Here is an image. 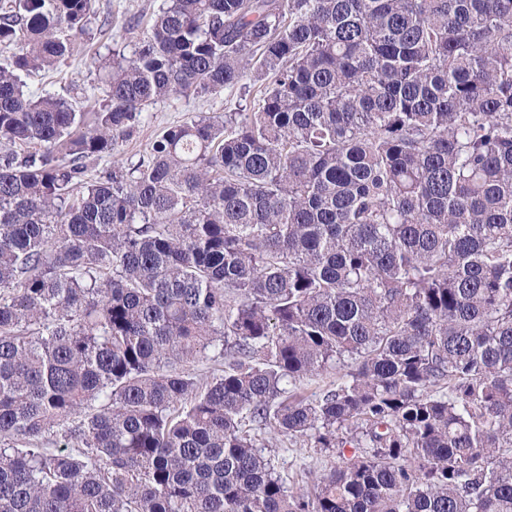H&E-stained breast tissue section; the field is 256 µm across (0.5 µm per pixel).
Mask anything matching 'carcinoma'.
Masks as SVG:
<instances>
[{"instance_id":"1","label":"carcinoma","mask_w":512,"mask_h":512,"mask_svg":"<svg viewBox=\"0 0 512 512\" xmlns=\"http://www.w3.org/2000/svg\"><path fill=\"white\" fill-rule=\"evenodd\" d=\"M94 4L0 0V512H512V0H164L89 121ZM65 69V79L60 84L58 79L43 78L42 76L31 78L28 80L30 90L35 93H66V90L70 91L71 88L83 89V93L86 97H92L95 94V100L98 104L103 98V94L100 89L102 83L100 77L103 71L99 72L94 68H89L85 65V58L77 56L75 59L68 61V65ZM237 91L224 90L220 95L198 94L190 97L171 96L157 101L142 122L123 143L119 158L137 162L155 137L169 126L181 124L192 116L207 115L224 118V112H237L245 106ZM303 444L281 436L277 439L275 447L265 450L271 451L276 469L287 485L294 483L298 487L302 485L301 477L304 479L305 473L309 477H314L328 472L342 462L337 448L320 451V448H309Z\"/></svg>"}]
</instances>
